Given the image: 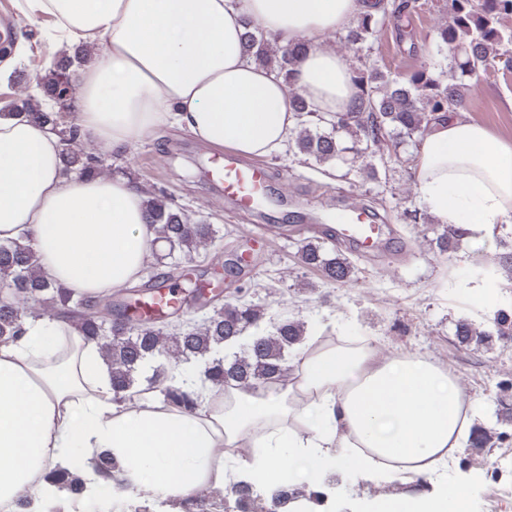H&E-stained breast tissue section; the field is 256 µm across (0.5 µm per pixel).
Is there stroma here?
<instances>
[{
  "instance_id": "1",
  "label": "stroma",
  "mask_w": 512,
  "mask_h": 512,
  "mask_svg": "<svg viewBox=\"0 0 512 512\" xmlns=\"http://www.w3.org/2000/svg\"><path fill=\"white\" fill-rule=\"evenodd\" d=\"M447 19L445 0H424L412 23V44L397 43V30L390 27L371 58L349 50L343 56L350 66L369 60L394 75L407 73L417 63L435 73L445 71L450 54L435 40L433 30ZM0 23L12 26L29 48L7 83L0 85V104L32 98L51 108L40 84L47 61L61 57L50 23L24 13L23 0H0ZM413 44L418 47L414 55L408 52ZM469 99L471 118L512 138V70L490 74L471 89ZM418 148L409 141L396 156L375 161L373 168L349 170L341 163L305 159L286 146L265 159L271 193L289 197L271 214H246L227 203L203 173L212 148L184 128H162L125 152L106 154L105 163L142 190L172 194L194 220L214 225V244L190 267L205 281L223 273L225 300L242 297L267 306L269 319L262 329H269L271 317H296L304 321L308 334L364 338L384 356L410 354L452 373L476 407V425L494 432L495 440L484 454L485 465H476L473 451L465 447L455 453L448 469L481 468L473 512H512V420L500 419L499 390L500 383L512 382V337L492 332L497 309L512 306V280L500 277L493 306L468 300V289L484 281L483 269L496 268L498 249L492 241L479 247L463 243L449 256L438 254L434 239L443 227L424 209L413 177ZM340 198L374 205L400 238V249L366 257L325 236L323 222ZM413 210L419 215L415 222L409 217ZM308 242L346 257L354 268L350 282H327L320 272L304 266L300 248ZM461 320L490 330L488 344H462L455 334ZM407 488L399 479L340 475L330 483L337 504L347 506Z\"/></svg>"
}]
</instances>
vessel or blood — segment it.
Segmentation results:
<instances>
[{
  "instance_id": "1",
  "label": "vessel or blood",
  "mask_w": 512,
  "mask_h": 512,
  "mask_svg": "<svg viewBox=\"0 0 512 512\" xmlns=\"http://www.w3.org/2000/svg\"><path fill=\"white\" fill-rule=\"evenodd\" d=\"M210 174L223 186L225 199L241 210H258L272 203L268 194V172L261 165L227 153L211 158ZM335 234L341 242L367 251L375 250L379 244L378 226L369 223L363 209L355 203L337 213Z\"/></svg>"
}]
</instances>
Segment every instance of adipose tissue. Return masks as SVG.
<instances>
[{"instance_id":"obj_1","label":"adipose tissue","mask_w":512,"mask_h":512,"mask_svg":"<svg viewBox=\"0 0 512 512\" xmlns=\"http://www.w3.org/2000/svg\"><path fill=\"white\" fill-rule=\"evenodd\" d=\"M50 17L58 48L93 46L80 70L79 137L123 151L156 130L187 128L204 144L248 158L281 151L298 126L292 92L322 117L348 112L356 87L331 43L354 26L362 0H24ZM253 20L278 46L304 44L292 83L245 51ZM433 220L474 243L512 223V139L465 110L438 114L414 163ZM140 186L121 175L65 173L51 125L0 114V243H29L42 271L75 294L100 297L140 280L159 249ZM0 343V512H43L57 492L51 469L71 449L108 454L112 479L88 473L92 496L126 487L163 499L224 489L223 458L265 486L314 485L330 474L405 475L412 488L359 503L356 512H471L479 472L443 481L470 436L475 406L454 375L374 346L305 339L286 384L220 397L190 375L196 410L112 387L97 341L61 318H29Z\"/></svg>"}]
</instances>
